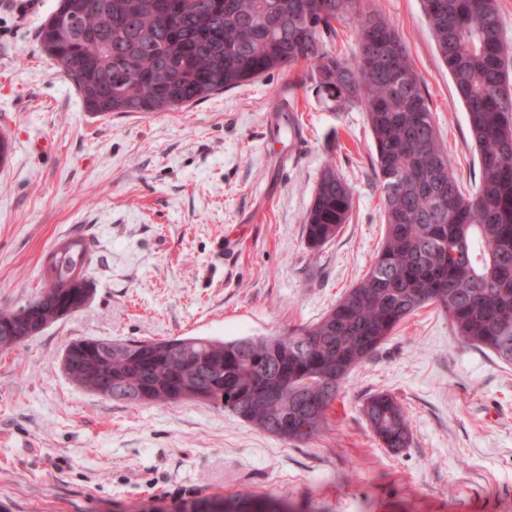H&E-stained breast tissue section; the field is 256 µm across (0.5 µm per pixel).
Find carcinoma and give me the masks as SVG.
<instances>
[{
    "label": "carcinoma",
    "instance_id": "carcinoma-1",
    "mask_svg": "<svg viewBox=\"0 0 512 512\" xmlns=\"http://www.w3.org/2000/svg\"><path fill=\"white\" fill-rule=\"evenodd\" d=\"M464 106L478 156L464 193L423 82L396 29L367 0H58L40 48L89 112H165L303 66L338 110L366 114L382 192V243L367 274L317 322L278 336L83 338L62 357L88 391L129 405L211 402L282 440L307 443L350 373L427 306L463 344L512 365V55L498 0H421ZM357 21L354 60L327 48ZM353 190L327 164L303 217L309 248L331 241ZM80 236L43 260L41 294L0 310V351L82 310L92 288ZM362 413L383 447H410L407 411L373 393ZM249 492L192 501L181 512H271Z\"/></svg>",
    "mask_w": 512,
    "mask_h": 512
}]
</instances>
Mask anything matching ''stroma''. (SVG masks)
<instances>
[{
	"mask_svg": "<svg viewBox=\"0 0 512 512\" xmlns=\"http://www.w3.org/2000/svg\"><path fill=\"white\" fill-rule=\"evenodd\" d=\"M58 0L0 6V309L27 303L43 259L80 234L87 307L0 353V512H177L240 490L296 512H512V365L410 317L348 378L307 443L212 403L130 406L64 375L98 339L268 336L318 321L367 273L384 231L364 112L338 111L304 68L173 112H87L38 34ZM407 43L463 187L478 165L421 0H371ZM354 192L323 247L303 216L326 161ZM233 245H225L226 236ZM389 392L413 439L383 448L361 406Z\"/></svg>",
	"mask_w": 512,
	"mask_h": 512,
	"instance_id": "1",
	"label": "stroma"
}]
</instances>
